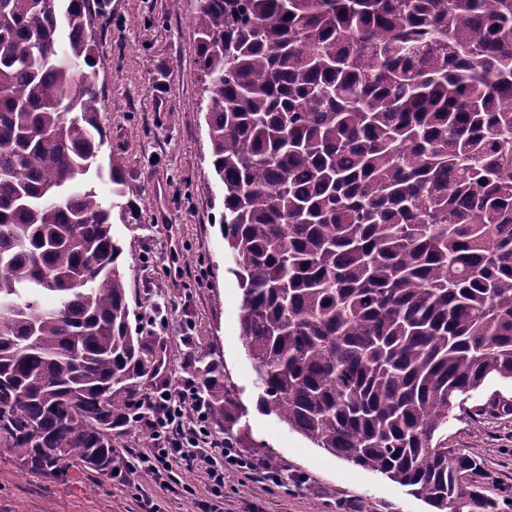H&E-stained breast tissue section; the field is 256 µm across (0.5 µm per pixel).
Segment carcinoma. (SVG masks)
Returning <instances> with one entry per match:
<instances>
[{
  "label": "carcinoma",
  "mask_w": 512,
  "mask_h": 512,
  "mask_svg": "<svg viewBox=\"0 0 512 512\" xmlns=\"http://www.w3.org/2000/svg\"><path fill=\"white\" fill-rule=\"evenodd\" d=\"M99 9L0 0V446L57 474L112 472L156 364L112 237L137 207L98 164ZM192 21L259 409L437 512L471 505L448 419L512 414L464 408L512 382V0H195ZM200 377L237 440L224 370ZM498 395L506 399H512V384L490 380L478 392L474 393L473 398L468 401L467 405L484 404L490 398Z\"/></svg>",
  "instance_id": "1"
}]
</instances>
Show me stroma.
I'll return each instance as SVG.
<instances>
[{
	"label": "stroma",
	"mask_w": 512,
	"mask_h": 512,
	"mask_svg": "<svg viewBox=\"0 0 512 512\" xmlns=\"http://www.w3.org/2000/svg\"><path fill=\"white\" fill-rule=\"evenodd\" d=\"M97 50L98 116L111 132L104 153L118 157L135 223L112 220L123 253L129 326L159 360L145 392L197 378L200 362L222 364L244 415L237 451L256 475L233 473L224 496L202 473L180 482L131 475L132 456L157 447L146 422L114 430L111 475L23 469L0 446V512H431L386 477L336 458L256 408L258 391L239 329L242 291L217 225L224 190L210 166L192 11L170 0H102ZM448 445L472 449L470 476L497 512H512V414L450 421ZM272 472L265 480L264 472Z\"/></svg>",
	"instance_id": "stroma-1"
}]
</instances>
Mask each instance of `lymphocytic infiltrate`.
I'll use <instances>...</instances> for the list:
<instances>
[{
	"instance_id": "f902f5d3",
	"label": "lymphocytic infiltrate",
	"mask_w": 512,
	"mask_h": 512,
	"mask_svg": "<svg viewBox=\"0 0 512 512\" xmlns=\"http://www.w3.org/2000/svg\"><path fill=\"white\" fill-rule=\"evenodd\" d=\"M151 424L163 436L162 447L141 459V470L155 477L204 473L213 495H221L228 472L251 473L255 463L231 444L215 436L210 415L199 400L196 385L187 384L179 393L148 396Z\"/></svg>"
}]
</instances>
